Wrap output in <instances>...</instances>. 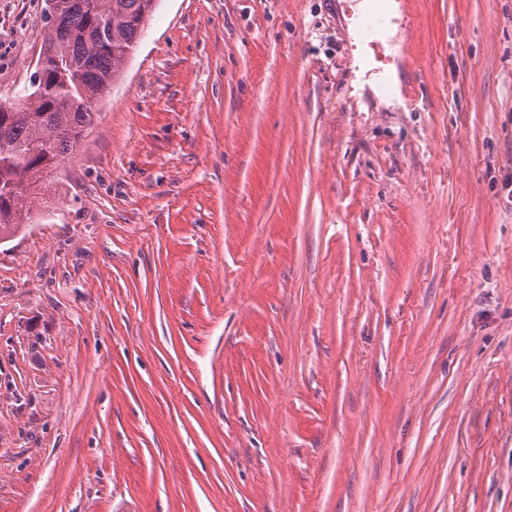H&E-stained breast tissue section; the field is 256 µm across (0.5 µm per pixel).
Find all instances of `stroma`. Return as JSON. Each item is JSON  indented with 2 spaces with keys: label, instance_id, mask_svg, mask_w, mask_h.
I'll list each match as a JSON object with an SVG mask.
<instances>
[{
  "label": "stroma",
  "instance_id": "35a3bbf8",
  "mask_svg": "<svg viewBox=\"0 0 512 512\" xmlns=\"http://www.w3.org/2000/svg\"><path fill=\"white\" fill-rule=\"evenodd\" d=\"M357 10L158 0L0 242V512H512V0H414L394 108Z\"/></svg>",
  "mask_w": 512,
  "mask_h": 512
}]
</instances>
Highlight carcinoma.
Instances as JSON below:
<instances>
[{
    "label": "carcinoma",
    "mask_w": 512,
    "mask_h": 512,
    "mask_svg": "<svg viewBox=\"0 0 512 512\" xmlns=\"http://www.w3.org/2000/svg\"><path fill=\"white\" fill-rule=\"evenodd\" d=\"M154 0H44L46 38L33 80L0 104V241L49 208L45 174L65 164L93 123L90 103L112 87Z\"/></svg>",
    "instance_id": "1"
}]
</instances>
